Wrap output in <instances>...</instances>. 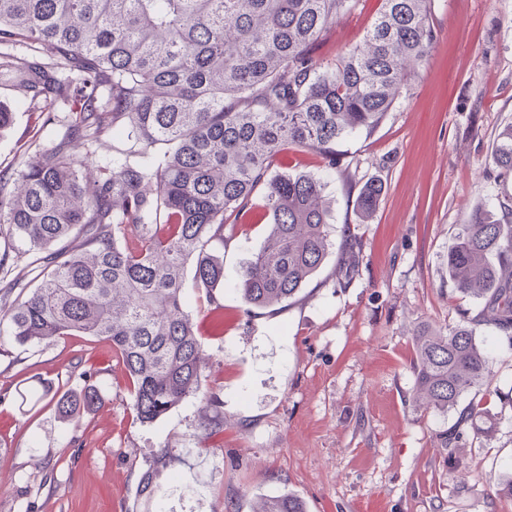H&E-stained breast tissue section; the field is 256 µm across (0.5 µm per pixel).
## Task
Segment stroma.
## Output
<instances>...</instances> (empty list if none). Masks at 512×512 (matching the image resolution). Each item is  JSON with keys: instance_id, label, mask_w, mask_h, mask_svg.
<instances>
[{"instance_id": "35a3bbf8", "label": "stroma", "mask_w": 512, "mask_h": 512, "mask_svg": "<svg viewBox=\"0 0 512 512\" xmlns=\"http://www.w3.org/2000/svg\"><path fill=\"white\" fill-rule=\"evenodd\" d=\"M380 7L360 0L319 54L359 44ZM431 55L369 135L347 138L328 175L333 248L319 271L276 310H251L236 286L267 236L262 224L224 237V325L200 322L212 403L183 399L152 423L133 409L124 367L106 341L67 336L19 345L0 319V512H253L291 493L306 512H512L496 478L512 471V336L482 325L494 377L460 399L484 410L492 437L457 427L458 409L414 402L412 336L446 327L476 303L448 280V246L480 209L502 218L512 179L492 146L512 122V0H431ZM17 109L0 136V169L15 170L59 142L64 123ZM383 191L372 220L357 197ZM360 243L346 276L342 258ZM0 301L40 270L0 235ZM94 386L101 403L80 423L57 415L50 394ZM36 390L35 404L19 394ZM222 425L204 438V425ZM460 428L440 448L436 433ZM381 193L382 186L376 183H367L362 188L357 199V211L362 221L372 217Z\"/></svg>"}]
</instances>
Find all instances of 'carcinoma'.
<instances>
[{
  "mask_svg": "<svg viewBox=\"0 0 512 512\" xmlns=\"http://www.w3.org/2000/svg\"><path fill=\"white\" fill-rule=\"evenodd\" d=\"M359 0H0V73L22 102L69 105L61 141L20 170H0V227L27 247L41 280L11 301V336L22 345L64 336L112 344L128 373L137 419L152 423L204 390L205 354L184 303V270L206 289L224 283L229 216L268 225V244L242 268L237 290L250 308L292 298L318 271L332 243L328 182L276 169L288 150L321 157L373 131L427 61L434 41L430 0H381L361 44L328 63L317 49ZM112 169L93 191L85 156L109 129ZM498 176L512 178V124L493 145ZM382 186L357 199L372 217ZM506 220L475 211L448 246V279L483 302L451 328L413 336L415 403L445 412L489 384L490 353L471 324L512 329V208ZM100 404L87 386L56 400L76 422ZM256 512H305L293 495Z\"/></svg>",
  "mask_w": 512,
  "mask_h": 512,
  "instance_id": "cac0c4a2",
  "label": "carcinoma"
}]
</instances>
